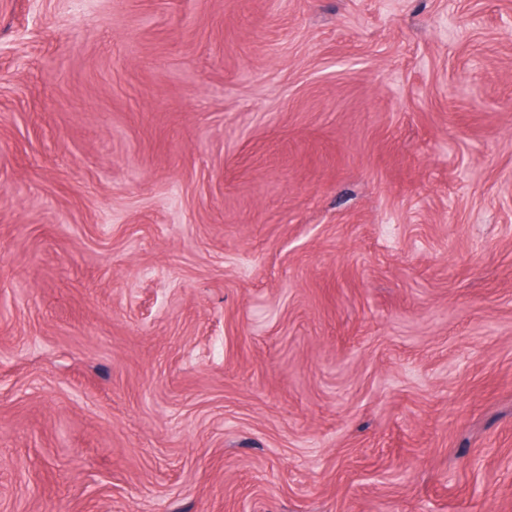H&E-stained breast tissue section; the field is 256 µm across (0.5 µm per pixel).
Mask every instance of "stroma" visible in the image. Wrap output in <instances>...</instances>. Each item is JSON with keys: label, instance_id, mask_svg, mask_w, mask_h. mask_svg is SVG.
I'll use <instances>...</instances> for the list:
<instances>
[{"label": "stroma", "instance_id": "obj_1", "mask_svg": "<svg viewBox=\"0 0 512 512\" xmlns=\"http://www.w3.org/2000/svg\"><path fill=\"white\" fill-rule=\"evenodd\" d=\"M0 512H512V0H0Z\"/></svg>", "mask_w": 512, "mask_h": 512}]
</instances>
